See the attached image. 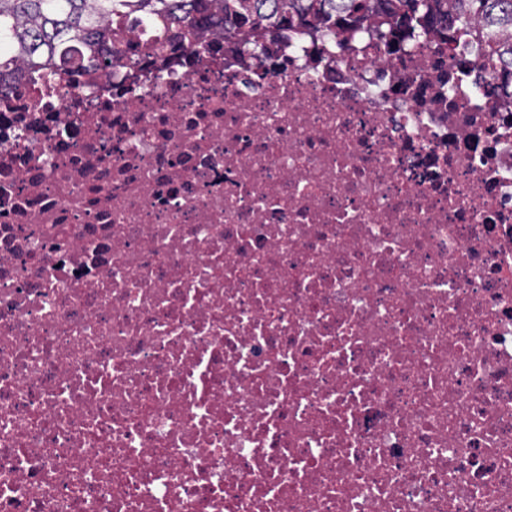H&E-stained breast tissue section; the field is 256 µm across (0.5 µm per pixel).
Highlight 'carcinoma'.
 Listing matches in <instances>:
<instances>
[{"mask_svg":"<svg viewBox=\"0 0 512 512\" xmlns=\"http://www.w3.org/2000/svg\"><path fill=\"white\" fill-rule=\"evenodd\" d=\"M311 13L321 16L324 37L371 23L387 51L426 50L464 72L472 66L457 47L481 38L486 53L478 69L507 66L502 88L512 87V0H0V87L10 88L25 68L59 77L74 67L110 68L122 59L112 46L124 44L142 17L159 30L146 52L177 42L195 54L200 28H305Z\"/></svg>","mask_w":512,"mask_h":512,"instance_id":"1","label":"carcinoma"}]
</instances>
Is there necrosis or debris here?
Here are the masks:
<instances>
[{"label": "necrosis or debris", "mask_w": 512, "mask_h": 512, "mask_svg": "<svg viewBox=\"0 0 512 512\" xmlns=\"http://www.w3.org/2000/svg\"><path fill=\"white\" fill-rule=\"evenodd\" d=\"M318 26L0 95V512H512V95Z\"/></svg>", "instance_id": "1"}]
</instances>
